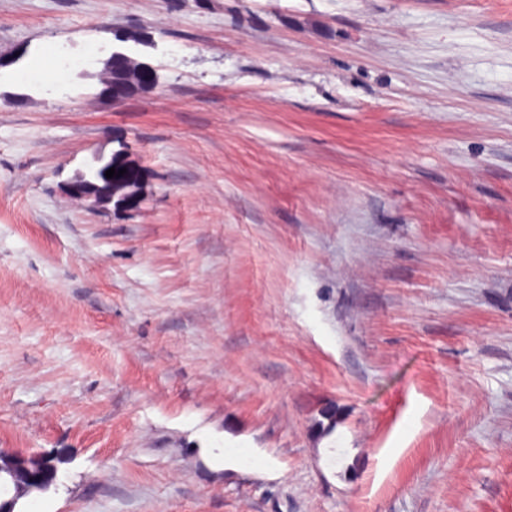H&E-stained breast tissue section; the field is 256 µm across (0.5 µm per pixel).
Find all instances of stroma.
Instances as JSON below:
<instances>
[{"mask_svg": "<svg viewBox=\"0 0 512 512\" xmlns=\"http://www.w3.org/2000/svg\"><path fill=\"white\" fill-rule=\"evenodd\" d=\"M0 454L20 512H512V0H0ZM116 54V53H113ZM112 53L104 63L112 64ZM140 66L133 60L124 59L112 64V82L119 89L130 90L144 81ZM40 459L22 460V459H6L0 454V475L2 472H10L14 475L17 490L13 498L2 500L0 498L1 512H20L16 511L18 500L22 496L30 495L33 492H43L45 488L42 486L32 485L30 480V467L37 463Z\"/></svg>", "mask_w": 512, "mask_h": 512, "instance_id": "stroma-1", "label": "stroma"}]
</instances>
